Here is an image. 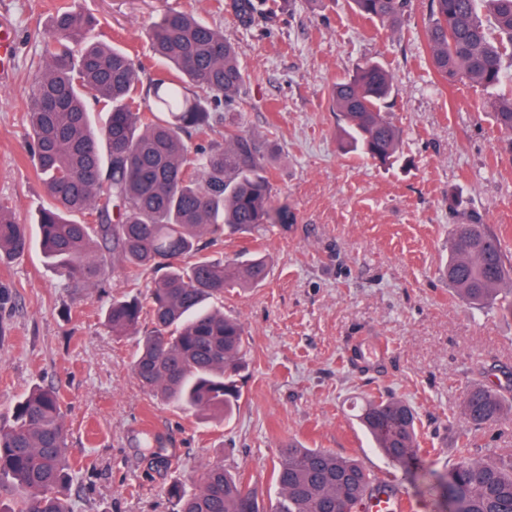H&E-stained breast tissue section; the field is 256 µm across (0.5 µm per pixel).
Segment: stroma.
I'll return each mask as SVG.
<instances>
[{"mask_svg": "<svg viewBox=\"0 0 512 512\" xmlns=\"http://www.w3.org/2000/svg\"><path fill=\"white\" fill-rule=\"evenodd\" d=\"M55 0H0L18 51L0 81V199L36 236L48 198L26 152L23 118ZM112 42L142 67L141 91L164 70L148 39L170 7L221 24L237 48L245 85L224 122L266 141L277 204L296 221L211 247L218 258L260 252L266 281L224 295L246 345L242 398L229 420H196L151 397L135 378L137 339L104 324L112 296L147 293L151 279L73 290L36 248L0 263V419L36 387L64 411L71 512H173L167 495L209 463L243 475L261 505L281 448L300 442L360 460L416 503L437 512L435 476L461 444L475 458L512 453V413L472 431L460 404L473 381L512 390V317L455 297L440 270L461 215L499 234L512 260V161L500 156L496 93L446 83L429 62V0H408L396 26L361 17L350 0H276L273 14L241 25L231 0H79ZM380 61L398 92L387 111L402 156L382 166L336 149L331 86L359 64ZM385 338L388 355L372 350ZM392 393L420 416L425 451L415 479L373 448L357 423L370 396Z\"/></svg>", "mask_w": 512, "mask_h": 512, "instance_id": "obj_1", "label": "stroma"}]
</instances>
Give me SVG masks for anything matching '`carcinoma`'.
Returning a JSON list of instances; mask_svg holds the SVG:
<instances>
[{
  "instance_id": "1",
  "label": "carcinoma",
  "mask_w": 512,
  "mask_h": 512,
  "mask_svg": "<svg viewBox=\"0 0 512 512\" xmlns=\"http://www.w3.org/2000/svg\"><path fill=\"white\" fill-rule=\"evenodd\" d=\"M266 0H232L249 25ZM367 19L395 24L406 0H352ZM499 34L493 40L488 24ZM96 20L70 4L55 7L53 47L27 103L28 155L49 203L37 217L38 238L68 288L100 287L117 272L137 281L154 274L145 297L117 295L105 311L114 336L138 335L132 371L154 397L191 413L227 417L239 406L245 368L242 324L211 303L228 288L255 287L268 275L263 257L245 261L202 254L225 235L292 224L275 206L268 156L234 126L210 137L223 104L244 84L235 47L198 15L167 9L149 29L155 54L172 77L152 84L153 101L137 97L140 69L125 50L97 39ZM430 63L445 81L483 89L505 79L512 47V0H430L426 26ZM396 92L379 62L356 67L331 89L343 126L339 145L387 164L397 158L400 131L384 104ZM496 124L512 135V97L494 102ZM197 136L198 143L189 140ZM31 245L25 225L0 199V261ZM450 289L475 306L512 315V265L500 237L462 216L448 239L442 271ZM512 405L480 383L460 412L472 430L501 420ZM359 421L376 447L404 465L419 456L417 412L406 401L369 399ZM70 464L61 403L38 388L0 422V485L22 493L0 512H70ZM280 497L269 512H353L376 481L356 459L288 444L273 467ZM442 512H512V455L476 460L463 452L439 478ZM177 512H264L241 478L211 464L199 486L168 488Z\"/></svg>"
}]
</instances>
